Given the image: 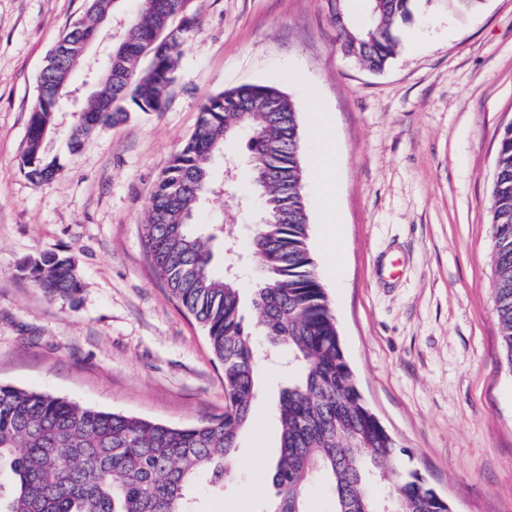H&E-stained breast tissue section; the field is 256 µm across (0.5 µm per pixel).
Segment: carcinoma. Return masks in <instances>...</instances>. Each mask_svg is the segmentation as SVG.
Instances as JSON below:
<instances>
[{
    "instance_id": "carcinoma-1",
    "label": "carcinoma",
    "mask_w": 512,
    "mask_h": 512,
    "mask_svg": "<svg viewBox=\"0 0 512 512\" xmlns=\"http://www.w3.org/2000/svg\"><path fill=\"white\" fill-rule=\"evenodd\" d=\"M366 20L348 0H329L340 51L380 72L396 54L399 28L417 0H366ZM112 0H88L84 16L56 41L40 73L23 165L34 182L60 171L45 150L63 92L83 60L85 41L100 36L98 20ZM199 31L190 0H139L123 28L131 43L112 46L113 78L87 66L93 85L84 134L126 122L133 112H160L175 81L184 44ZM249 135L253 178L263 222L251 249L259 278L251 294L255 324L245 321L236 278L211 271L214 237H203L193 215L213 192L214 154L239 131ZM298 113L268 84L244 83L198 107L194 132L155 183L142 240L155 274L203 328L222 366L224 414L206 423L171 426L80 406L61 397L0 386V512H190L199 476L224 478V459L237 449L258 392L255 336L288 351L294 375L281 390L280 453L271 471L264 512H311L308 488L320 483L328 512H453L451 503L410 468L360 394L336 320L315 271L309 216L302 193ZM494 238L495 310L506 363L512 366V123L502 131L490 197ZM51 301L64 302L82 283L74 264L54 254L20 266Z\"/></svg>"
}]
</instances>
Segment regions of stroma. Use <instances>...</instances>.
Segmentation results:
<instances>
[{
  "mask_svg": "<svg viewBox=\"0 0 512 512\" xmlns=\"http://www.w3.org/2000/svg\"><path fill=\"white\" fill-rule=\"evenodd\" d=\"M190 7L200 29L163 110L133 113L69 154L86 106L75 71L45 143L62 171L36 184L22 158L37 79L85 0H0V385L176 426L223 414L222 367L152 271L141 226L199 103L270 83L299 113L308 246L361 394L454 512H512V367L498 333L489 209L498 141L512 123V0L469 13L419 0L379 73L337 50L327 0ZM315 105L330 115L338 157L334 249L310 158ZM246 152L240 137L213 160L211 179L227 192L199 208L202 232L258 210L247 167L225 178V157ZM229 250L242 256L236 274L250 298L257 262L247 237L216 240L213 270L223 273ZM44 253L74 261L83 287L71 300H49L20 273ZM287 372L283 356L263 367L254 407L268 417L242 432L222 482L199 478L202 512H263Z\"/></svg>",
  "mask_w": 512,
  "mask_h": 512,
  "instance_id": "35a3bbf8",
  "label": "stroma"
}]
</instances>
